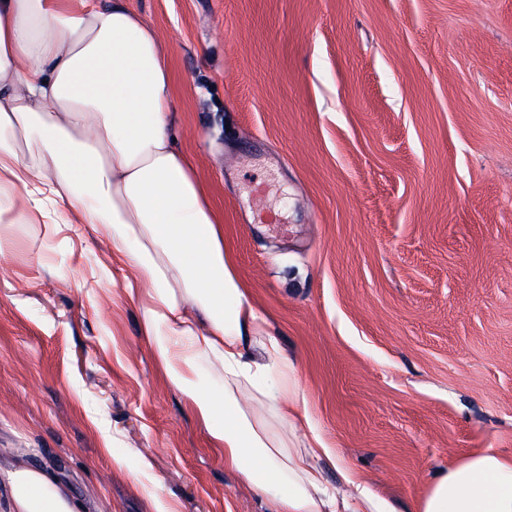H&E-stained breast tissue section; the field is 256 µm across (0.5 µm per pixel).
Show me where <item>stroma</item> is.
Masks as SVG:
<instances>
[{"instance_id":"35a3bbf8","label":"stroma","mask_w":512,"mask_h":512,"mask_svg":"<svg viewBox=\"0 0 512 512\" xmlns=\"http://www.w3.org/2000/svg\"><path fill=\"white\" fill-rule=\"evenodd\" d=\"M177 147L325 443L394 512L512 459V0H125ZM52 219L0 258V464L82 512H272L224 467L103 270Z\"/></svg>"}]
</instances>
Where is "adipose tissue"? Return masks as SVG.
Returning a JSON list of instances; mask_svg holds the SVG:
<instances>
[{"label": "adipose tissue", "mask_w": 512, "mask_h": 512, "mask_svg": "<svg viewBox=\"0 0 512 512\" xmlns=\"http://www.w3.org/2000/svg\"><path fill=\"white\" fill-rule=\"evenodd\" d=\"M173 90L156 31L122 0H0V223L46 215L109 240L123 291L169 385L224 466L276 512H392L335 458L308 415L295 362L224 250V226L173 146ZM208 362L224 383L201 381ZM10 512H78L48 472L0 467ZM416 512H512V461L493 449L439 471Z\"/></svg>", "instance_id": "ef3b65f1"}]
</instances>
